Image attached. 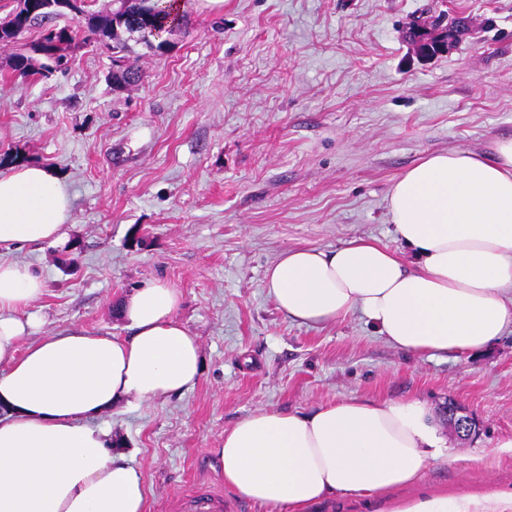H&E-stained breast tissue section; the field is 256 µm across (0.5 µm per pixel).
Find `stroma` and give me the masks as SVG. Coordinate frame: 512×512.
Here are the masks:
<instances>
[{"label": "stroma", "mask_w": 512, "mask_h": 512, "mask_svg": "<svg viewBox=\"0 0 512 512\" xmlns=\"http://www.w3.org/2000/svg\"><path fill=\"white\" fill-rule=\"evenodd\" d=\"M162 47L132 42L138 82L113 85L112 55L69 51L66 71L23 78L0 49V172L38 163L72 199L64 239L0 248L45 288L36 336L126 337L121 300L154 281L181 294L198 337L196 386L90 418L140 472L150 512L199 485L224 490L215 450L261 407L309 410L351 397L420 400L448 442L410 486L308 512H400L430 497L512 492V333L484 350L427 358L396 350L352 313L324 327L288 319L264 273L288 249L369 238L401 251L393 182L429 154L490 153L512 138V0H182ZM440 10L468 20L419 55L411 25ZM476 423L459 439L444 408Z\"/></svg>", "instance_id": "35a3bbf8"}]
</instances>
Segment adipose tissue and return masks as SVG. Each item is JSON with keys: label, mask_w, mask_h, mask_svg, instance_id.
I'll list each match as a JSON object with an SVG mask.
<instances>
[{"label": "adipose tissue", "mask_w": 512, "mask_h": 512, "mask_svg": "<svg viewBox=\"0 0 512 512\" xmlns=\"http://www.w3.org/2000/svg\"><path fill=\"white\" fill-rule=\"evenodd\" d=\"M387 207L414 258L355 239L284 251L265 286L304 326L360 312L391 346L434 356L477 352L512 331V139L491 156L431 154L393 184ZM71 199L46 167L0 173V248L63 236ZM43 280L0 261V512H149L141 474L113 452L91 416L117 403L168 399L202 373L201 345L177 319L180 292L162 281L119 306L129 335L35 330L24 310ZM445 440L419 400L351 397L308 411L264 407L224 433V484L294 512L330 495L381 496L444 459Z\"/></svg>", "instance_id": "ef3b65f1"}]
</instances>
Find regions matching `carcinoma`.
<instances>
[{"mask_svg": "<svg viewBox=\"0 0 512 512\" xmlns=\"http://www.w3.org/2000/svg\"><path fill=\"white\" fill-rule=\"evenodd\" d=\"M175 0H126L106 18H101L87 10V0H62L59 5L51 4V0H17V6L8 15L0 19L3 24L4 37L21 39L33 28H40L45 21L64 15V11L72 9L85 19L84 40H96L102 44H110L112 53L120 55L123 66L112 75L115 82L128 83L138 78V68L135 61L124 55L127 49L125 40L119 38L122 31L131 36L136 35L147 45L152 40H159L158 46H163L165 28H170L179 16V10L174 8ZM77 39V31L66 26L54 29V32L41 33L34 46L41 47L44 55L37 58L28 54L13 55V68L21 76H32L42 72L50 73L66 64V50Z\"/></svg>", "mask_w": 512, "mask_h": 512, "instance_id": "cac0c4a2", "label": "carcinoma"}]
</instances>
